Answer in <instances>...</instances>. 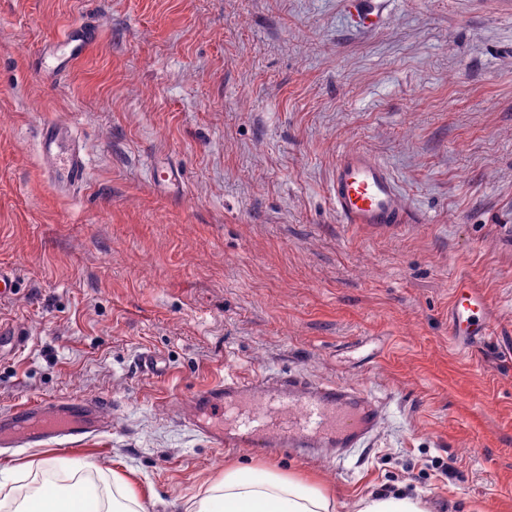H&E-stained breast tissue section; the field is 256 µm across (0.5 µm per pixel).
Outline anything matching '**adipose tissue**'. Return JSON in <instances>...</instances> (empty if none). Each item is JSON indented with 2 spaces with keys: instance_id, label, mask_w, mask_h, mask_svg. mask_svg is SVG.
<instances>
[{
  "instance_id": "adipose-tissue-1",
  "label": "adipose tissue",
  "mask_w": 512,
  "mask_h": 512,
  "mask_svg": "<svg viewBox=\"0 0 512 512\" xmlns=\"http://www.w3.org/2000/svg\"><path fill=\"white\" fill-rule=\"evenodd\" d=\"M0 512H144V508L138 491L116 473L108 497L91 482L27 494L0 482ZM191 512H336V497L298 473L232 465L225 467L223 479L192 503Z\"/></svg>"
}]
</instances>
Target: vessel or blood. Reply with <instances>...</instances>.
I'll return each instance as SVG.
<instances>
[{
    "instance_id": "obj_1",
    "label": "vessel or blood",
    "mask_w": 512,
    "mask_h": 512,
    "mask_svg": "<svg viewBox=\"0 0 512 512\" xmlns=\"http://www.w3.org/2000/svg\"><path fill=\"white\" fill-rule=\"evenodd\" d=\"M373 0H344L355 29L370 31L380 23ZM90 42L81 24L55 41L49 51L51 71L65 73L84 55ZM41 157L52 179L80 189L86 164L71 147L66 126L48 121L39 132ZM329 196L342 224L395 230L420 223L417 212L381 161L361 149L340 151L332 170ZM485 301L472 288L458 287L450 312V333L475 340L488 334ZM191 424L216 448L259 446L277 453L292 448L307 455L322 448H361L380 416L366 395L340 384L313 381L298 374L268 380L259 374L225 377L193 397ZM110 428L99 401L83 397L40 399L0 414V446L21 440L41 447L58 440L77 448Z\"/></svg>"
}]
</instances>
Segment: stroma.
<instances>
[{
    "label": "stroma",
    "mask_w": 512,
    "mask_h": 512,
    "mask_svg": "<svg viewBox=\"0 0 512 512\" xmlns=\"http://www.w3.org/2000/svg\"><path fill=\"white\" fill-rule=\"evenodd\" d=\"M382 2L360 31L343 0H0V411L86 397L112 417L79 448L10 449L0 479L85 460L146 512H188L237 463L316 476L336 512L397 491L512 512V0ZM82 21L88 52L48 77L43 52ZM47 120L81 150V191L44 170ZM345 148L384 162L427 223H338ZM169 162L182 183L158 189ZM460 281L492 334L459 347ZM231 372L368 392L371 446L211 447L191 397Z\"/></svg>",
    "instance_id": "1"
}]
</instances>
